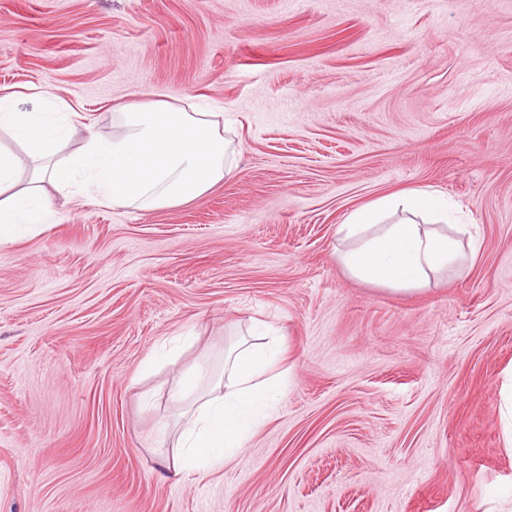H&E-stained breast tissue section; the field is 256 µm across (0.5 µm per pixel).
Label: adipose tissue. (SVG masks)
I'll return each instance as SVG.
<instances>
[{"label":"adipose tissue","mask_w":512,"mask_h":512,"mask_svg":"<svg viewBox=\"0 0 512 512\" xmlns=\"http://www.w3.org/2000/svg\"><path fill=\"white\" fill-rule=\"evenodd\" d=\"M123 118L105 138L84 129L80 151L59 153L69 126L60 112H22L11 94L0 96V129L24 148V156L0 148V245L45 223L48 189L73 188L115 207L149 212L199 199L233 176L235 159L215 112L189 111L164 101L118 103ZM448 201L430 188L385 196L348 213L339 231L350 240L338 260L354 275L396 287H416L430 274L463 266L468 259ZM274 342L241 339L224 359V374L202 389L205 366L180 381L177 397L188 400L173 457V475L207 473L246 447L255 429L275 410L286 381L274 375Z\"/></svg>","instance_id":"1"}]
</instances>
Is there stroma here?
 <instances>
[{
  "instance_id": "1",
  "label": "stroma",
  "mask_w": 512,
  "mask_h": 512,
  "mask_svg": "<svg viewBox=\"0 0 512 512\" xmlns=\"http://www.w3.org/2000/svg\"><path fill=\"white\" fill-rule=\"evenodd\" d=\"M73 135L164 96L224 115L233 178L142 212L52 196L0 246V512H512V0H0V94ZM431 187L481 246L400 289L336 258ZM288 387L222 469L165 477L241 336Z\"/></svg>"
}]
</instances>
